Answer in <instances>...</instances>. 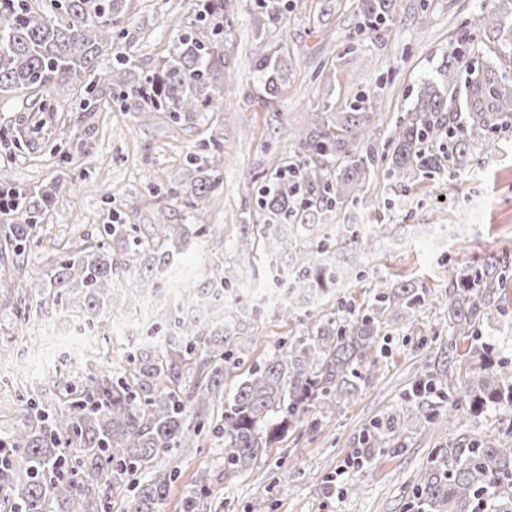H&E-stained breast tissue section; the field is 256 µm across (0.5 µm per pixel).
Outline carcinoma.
<instances>
[{"label":"carcinoma","mask_w":512,"mask_h":512,"mask_svg":"<svg viewBox=\"0 0 512 512\" xmlns=\"http://www.w3.org/2000/svg\"><path fill=\"white\" fill-rule=\"evenodd\" d=\"M230 0H204L196 24L180 32L161 65L141 71L135 59L113 58L105 71L96 59L123 33L127 0H0V94L34 90L60 94L86 79L88 94L102 88L128 112H165L174 121L209 112L231 93L224 82V12ZM290 0H256L263 28H274ZM398 0H357V32L394 16ZM486 36L499 39L512 28V14L486 0L478 19ZM255 70L269 94L282 79L280 57L264 56ZM375 113L358 97L347 109L324 112L309 129L288 132L298 161L266 186L265 223L257 236L249 225L234 242L259 265L243 279L225 262L198 275L181 264L187 225L168 224L147 240L127 224L103 225L104 241L75 247L49 268L23 276L32 234L55 191H33L0 171V209L16 223L0 228L6 251L19 258L17 275L0 278V296L14 302L0 342L33 344L31 321L60 314L87 327L102 318L126 317L145 291L166 281L176 303L152 309L163 336L150 347L132 343L118 361L103 359L82 385L51 381L44 394L19 396L23 414L0 430V509L3 512H159L180 476L179 461L200 452L202 417L221 413L215 432L224 435L231 479L249 469L264 449L315 415L333 413L363 380L361 366L383 332L403 322L421 301L410 280L381 288L349 323L318 320L313 331L251 366L235 343L257 317L234 309L250 302L246 282L271 286L279 267L290 272L294 297L276 310L281 319L308 317L332 295L350 270L363 276L381 239L395 224H322L320 216L362 200L382 164L398 183L428 170L452 176L470 171L478 145L512 125V77L490 58L474 62L462 44L452 47L437 74L417 89L411 108L399 116L388 153L373 141ZM192 186L172 187L167 197L205 200L223 187L224 150L189 152ZM124 244L114 253L107 239ZM138 262L141 284L129 279ZM509 265L495 259L472 262L451 276L448 330L467 343L465 377L448 387V411L434 414L441 432L466 417L512 412V358L482 340L480 327L506 315ZM174 463L145 481L131 480L158 456ZM211 484L187 495L181 512H198ZM417 512H512V421L488 439L440 449L417 480Z\"/></svg>","instance_id":"obj_1"}]
</instances>
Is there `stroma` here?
<instances>
[{
    "label": "stroma",
    "instance_id": "35a3bbf8",
    "mask_svg": "<svg viewBox=\"0 0 512 512\" xmlns=\"http://www.w3.org/2000/svg\"><path fill=\"white\" fill-rule=\"evenodd\" d=\"M192 3L128 0L124 33L99 56L98 68H108L118 50L144 69L155 67L178 32L193 24ZM355 3L293 0L280 27L260 37L251 0H232L225 76L236 90L219 108L178 123L163 113L121 111L105 92L95 111H82L85 94L78 87L62 102L44 90L1 95L0 169L18 184L56 189L33 234L32 252L57 256L72 244L98 242L103 225L114 220L142 234L165 224L224 225L223 235L200 232L183 248L182 264L205 273L216 259L234 260L241 216L261 223L257 189L293 156L288 130L306 126L324 104L342 111L363 92L377 114L378 149L386 151L397 117L409 109L418 84L434 73L451 44L466 35L473 58L484 54L486 40L478 27L484 0H400L392 22L354 40ZM270 53L284 59L288 70L269 99L254 63ZM216 143L226 155L221 192L191 208L167 200L170 187L189 183L186 152ZM340 221L404 227V246L378 252L374 264L388 281H415L423 291L420 303L380 337L358 393L337 404L333 414L319 418L316 427L290 432L231 479L224 476L223 437L206 435L200 454L181 461V475L159 512H178L180 499L205 478L218 492L202 500L199 512H253L259 503L267 512H415L414 486L438 450L499 428L501 416H485L463 420L450 436L439 435L429 417L446 406V386L418 397L413 388L428 375L455 382L464 374L465 360L451 347L448 310L440 303L452 269L491 256L512 263V130L483 148L477 166L465 175L420 174L405 186L376 179L366 202L345 209ZM448 224H465L469 231L450 242L427 232L428 226ZM376 287L367 277L345 281L321 317L348 318V305H360ZM311 328L268 311L239 346L256 359ZM0 354L11 367L10 386L0 391V429L20 418L16 390L48 383L36 369L55 363L66 380L79 379L56 352L5 342ZM399 413L404 421L381 447L357 459L372 423Z\"/></svg>",
    "mask_w": 512,
    "mask_h": 512
}]
</instances>
